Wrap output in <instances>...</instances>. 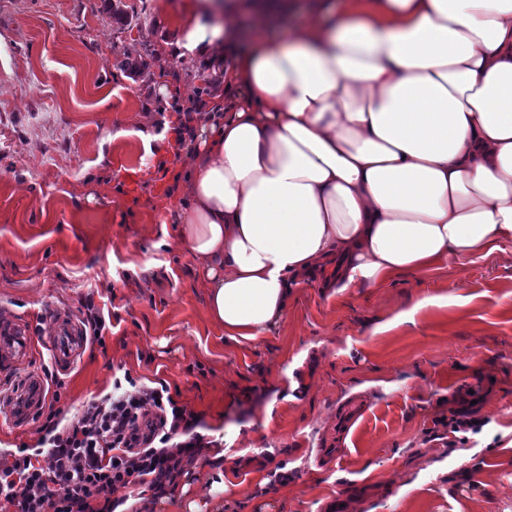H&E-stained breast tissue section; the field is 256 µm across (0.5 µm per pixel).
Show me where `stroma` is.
<instances>
[{
	"label": "stroma",
	"mask_w": 512,
	"mask_h": 512,
	"mask_svg": "<svg viewBox=\"0 0 512 512\" xmlns=\"http://www.w3.org/2000/svg\"><path fill=\"white\" fill-rule=\"evenodd\" d=\"M182 2L0 0V309L76 318L90 292L111 320L60 409L127 374L197 415L209 445L157 512H512V241L381 288L312 280L250 340L211 321L196 260L164 236L187 200L165 123L220 75L161 55ZM146 43L149 75L116 69ZM463 408L481 431L452 430Z\"/></svg>",
	"instance_id": "stroma-1"
}]
</instances>
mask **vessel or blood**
Returning a JSON list of instances; mask_svg holds the SVG:
<instances>
[{
	"label": "vessel or blood",
	"instance_id": "b4317fda",
	"mask_svg": "<svg viewBox=\"0 0 512 512\" xmlns=\"http://www.w3.org/2000/svg\"><path fill=\"white\" fill-rule=\"evenodd\" d=\"M84 344L82 327L74 318L62 314L53 315L51 329L42 336L26 319L0 318V373L7 375L25 365L39 345L49 352L59 371H68ZM44 402L45 384L37 373H30L14 390L0 382V405L6 406L12 426H25Z\"/></svg>",
	"mask_w": 512,
	"mask_h": 512
}]
</instances>
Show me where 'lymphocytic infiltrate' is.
<instances>
[{
	"mask_svg": "<svg viewBox=\"0 0 512 512\" xmlns=\"http://www.w3.org/2000/svg\"><path fill=\"white\" fill-rule=\"evenodd\" d=\"M60 397L52 392L35 448L0 461V501L16 512H116L136 486L163 497L204 446L196 415L167 387L117 381L70 418Z\"/></svg>",
	"mask_w": 512,
	"mask_h": 512,
	"instance_id": "lymphocytic-infiltrate-1",
	"label": "lymphocytic infiltrate"
}]
</instances>
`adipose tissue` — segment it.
Segmentation results:
<instances>
[{"label":"adipose tissue","mask_w":512,"mask_h":512,"mask_svg":"<svg viewBox=\"0 0 512 512\" xmlns=\"http://www.w3.org/2000/svg\"><path fill=\"white\" fill-rule=\"evenodd\" d=\"M288 34L240 47L206 16ZM178 55L223 70L173 219L209 316L252 339L295 289L378 286L512 241V0H184ZM306 15L294 16L287 14L282 16L278 22L265 26L258 19L250 14H240L236 17L226 20L228 25L235 27L240 35L242 46L250 44L256 37H274L281 36L288 32V29L298 23H304Z\"/></svg>","instance_id":"1"}]
</instances>
